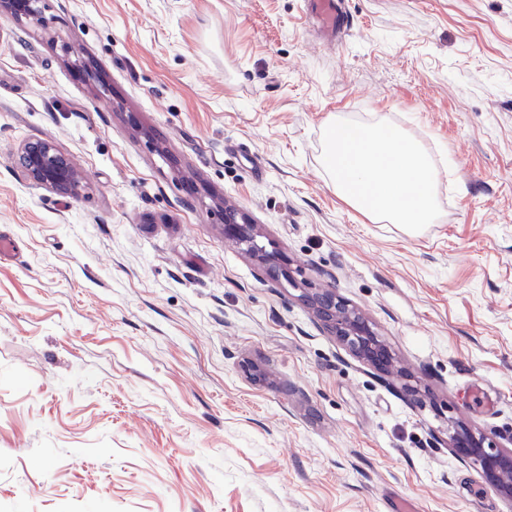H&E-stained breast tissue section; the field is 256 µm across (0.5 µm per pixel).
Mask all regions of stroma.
<instances>
[{
	"mask_svg": "<svg viewBox=\"0 0 512 512\" xmlns=\"http://www.w3.org/2000/svg\"><path fill=\"white\" fill-rule=\"evenodd\" d=\"M42 0L0 14V512H504L448 421L512 444V0ZM437 172L415 234L336 193L329 121ZM50 138L79 197L30 186ZM261 224L289 279L225 240ZM360 309L422 391L301 296ZM265 367L253 385L242 365ZM41 0H1L0 14L10 12L24 16L28 20L42 21V13L39 7ZM309 1L308 11L303 13L306 19H308L309 14L318 18L331 38L342 36L345 33L348 20L344 14L341 0ZM14 161L34 187L63 197H77L84 188L80 172L52 139L23 143Z\"/></svg>",
	"mask_w": 512,
	"mask_h": 512,
	"instance_id": "35a3bbf8",
	"label": "stroma"
}]
</instances>
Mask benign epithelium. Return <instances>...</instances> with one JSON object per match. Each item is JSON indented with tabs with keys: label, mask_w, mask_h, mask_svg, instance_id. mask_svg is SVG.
Masks as SVG:
<instances>
[{
	"label": "benign epithelium",
	"mask_w": 512,
	"mask_h": 512,
	"mask_svg": "<svg viewBox=\"0 0 512 512\" xmlns=\"http://www.w3.org/2000/svg\"><path fill=\"white\" fill-rule=\"evenodd\" d=\"M41 0H0V13L19 14L42 21ZM15 164L30 185L63 197H76L83 188L82 176L54 140L44 138L21 145ZM261 227L239 210L224 208V239L246 246V251L270 276L288 277V259L259 245ZM314 318L331 335L346 345L364 363L387 373L394 369V354L359 309L351 306L331 288L302 295ZM448 448L459 460L479 468L490 489L512 512V448L500 445L494 434L473 431L451 423Z\"/></svg>",
	"instance_id": "7a95c632"
}]
</instances>
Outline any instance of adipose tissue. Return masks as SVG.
Masks as SVG:
<instances>
[{"instance_id": "obj_1", "label": "adipose tissue", "mask_w": 512, "mask_h": 512, "mask_svg": "<svg viewBox=\"0 0 512 512\" xmlns=\"http://www.w3.org/2000/svg\"><path fill=\"white\" fill-rule=\"evenodd\" d=\"M323 163L337 193L373 220L413 233L436 218L433 168L425 150L386 124L331 122Z\"/></svg>"}]
</instances>
